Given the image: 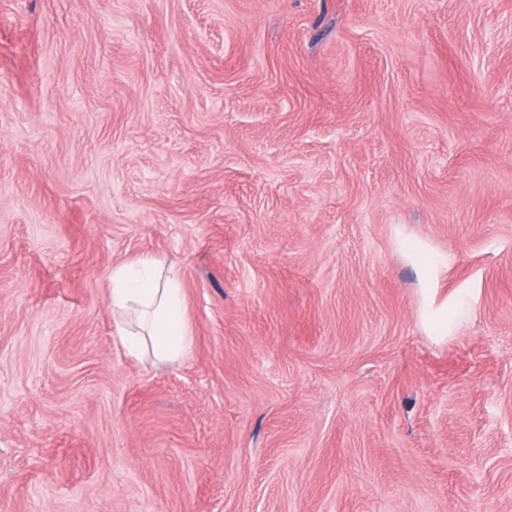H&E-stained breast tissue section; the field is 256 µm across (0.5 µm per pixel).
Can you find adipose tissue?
I'll list each match as a JSON object with an SVG mask.
<instances>
[{"label":"adipose tissue","instance_id":"1","mask_svg":"<svg viewBox=\"0 0 512 512\" xmlns=\"http://www.w3.org/2000/svg\"><path fill=\"white\" fill-rule=\"evenodd\" d=\"M110 300L115 312H139L149 327L157 356H179L191 351L194 339L176 265L142 255L114 268L110 276Z\"/></svg>","mask_w":512,"mask_h":512}]
</instances>
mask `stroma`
Here are the masks:
<instances>
[{
  "label": "stroma",
  "instance_id": "obj_1",
  "mask_svg": "<svg viewBox=\"0 0 512 512\" xmlns=\"http://www.w3.org/2000/svg\"><path fill=\"white\" fill-rule=\"evenodd\" d=\"M0 512H512V0H0ZM109 294L113 311L139 312L149 327L158 357L186 355L192 350L194 339L175 264H163L149 255L137 256L112 270ZM423 321L435 336L447 337L452 317H448V298L439 299L436 288H423Z\"/></svg>",
  "mask_w": 512,
  "mask_h": 512
}]
</instances>
